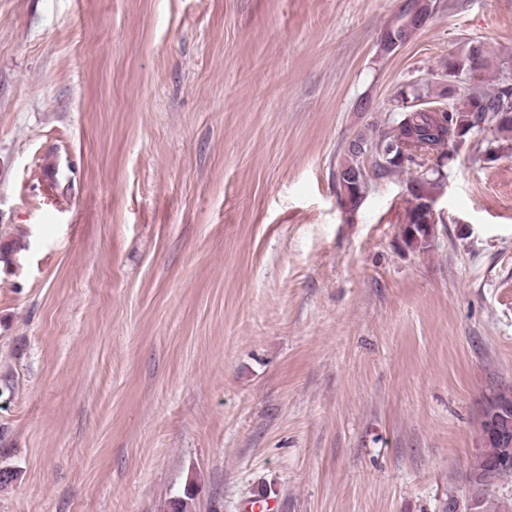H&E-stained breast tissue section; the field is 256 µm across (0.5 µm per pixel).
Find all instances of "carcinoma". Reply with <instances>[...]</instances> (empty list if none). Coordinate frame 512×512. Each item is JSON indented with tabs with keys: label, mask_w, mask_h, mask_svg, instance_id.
<instances>
[{
	"label": "carcinoma",
	"mask_w": 512,
	"mask_h": 512,
	"mask_svg": "<svg viewBox=\"0 0 512 512\" xmlns=\"http://www.w3.org/2000/svg\"><path fill=\"white\" fill-rule=\"evenodd\" d=\"M434 4L430 0H406L400 10L395 26L397 36L408 42L424 27L423 21L430 20ZM492 59L480 41H471L456 55H450L441 64L444 73H454L463 81H475L491 68ZM393 116L387 126L372 141L357 136L348 143L344 157L338 165L336 182L341 202L356 210L362 202L368 181L372 178L385 179L393 175L412 171L406 187L404 234L408 243H422L431 235L436 224L435 209L430 203L441 195L447 175L442 171V162L448 159L450 149L466 141L476 130L490 127L496 134V141L488 143L487 158L495 160V153L502 148L501 141L512 139V80L503 79L497 86L484 89L472 85L460 93V85L444 83H408L395 96ZM461 141H456L455 136ZM412 147L421 152L433 167L424 169V164L408 154L402 161L395 162L394 152L390 157L378 153L379 149ZM371 156L370 167H365L363 158ZM497 407H512V386L500 383L491 388ZM486 424L490 433L483 437L484 447L489 452L477 453L476 461L468 480L486 486L479 512H496L491 508L489 497L498 483L512 478V466L492 468L494 450L502 447V439L512 440V414L486 413ZM171 512H194V493L187 488L183 494L169 500Z\"/></svg>",
	"instance_id": "obj_1"
}]
</instances>
